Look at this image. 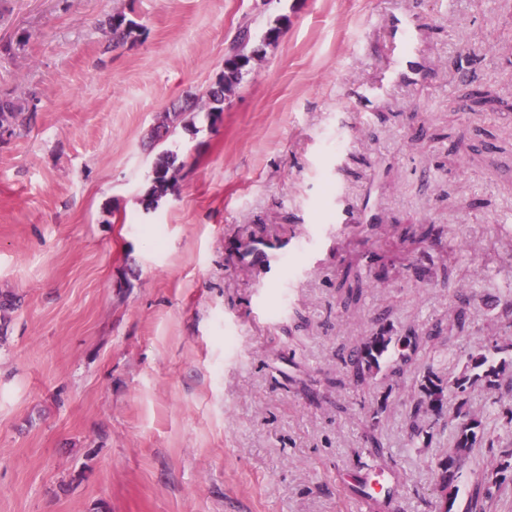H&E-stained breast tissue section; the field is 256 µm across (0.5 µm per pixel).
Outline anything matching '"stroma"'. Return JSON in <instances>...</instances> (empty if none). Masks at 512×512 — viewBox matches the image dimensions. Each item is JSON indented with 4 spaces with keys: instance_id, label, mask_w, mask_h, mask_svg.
Wrapping results in <instances>:
<instances>
[{
    "instance_id": "obj_1",
    "label": "stroma",
    "mask_w": 512,
    "mask_h": 512,
    "mask_svg": "<svg viewBox=\"0 0 512 512\" xmlns=\"http://www.w3.org/2000/svg\"><path fill=\"white\" fill-rule=\"evenodd\" d=\"M281 17L146 209L163 113ZM476 89L512 105V0H0V512H444L457 399L411 435L417 382L512 293V120ZM386 326L433 339L355 385ZM116 17L119 22L117 26L112 22V20H114L112 18H110L107 23L108 33L111 35L114 47L123 45L128 38H131L138 26L134 21L127 19L125 14H119ZM120 28L122 29L120 30ZM458 306L455 309L452 320L448 321V333L455 332L456 334H463L469 330L470 314L469 304L470 298L463 293L458 296Z\"/></svg>"
}]
</instances>
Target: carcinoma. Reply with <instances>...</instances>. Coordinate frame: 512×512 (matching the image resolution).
<instances>
[{
    "label": "carcinoma",
    "mask_w": 512,
    "mask_h": 512,
    "mask_svg": "<svg viewBox=\"0 0 512 512\" xmlns=\"http://www.w3.org/2000/svg\"><path fill=\"white\" fill-rule=\"evenodd\" d=\"M118 23L108 22V33L113 46L124 44L135 33L137 24L126 15H117ZM244 77L243 68L226 65L216 79V84L203 95L194 96L185 105L164 114L163 120L154 130V138L162 140L172 132L173 124L188 125L192 122V113L197 110L208 112L214 118L224 111V98L240 84ZM20 108L12 101L0 100V128L17 118ZM178 154L165 150L160 153L153 166V178L146 193L145 208H154L158 201L172 192L176 183ZM470 298L461 293L458 306L452 320L448 321V332L463 334L469 330ZM424 339L414 330H407L392 342V336L381 330L366 337L349 356L353 380L364 384L386 368L396 374L413 364ZM512 375V337L499 340L474 339V349L468 355L458 375L448 382L428 372L419 381V398L409 415L412 432L420 433L424 425L443 414L447 392L455 393L458 404L455 423L451 425L453 448L448 456L439 460L434 469L435 489L447 504L446 512H453L460 495L459 472L461 461L470 457L474 449L484 445L492 448L500 442L501 435L488 427L483 414L469 407V395L479 389L492 394L491 404L501 403L502 396L495 395L501 388V378ZM490 477L476 481L468 492L464 512H486V504L499 492L506 482H512V452L505 453L490 463Z\"/></svg>",
    "instance_id": "cac0c4a2"
}]
</instances>
